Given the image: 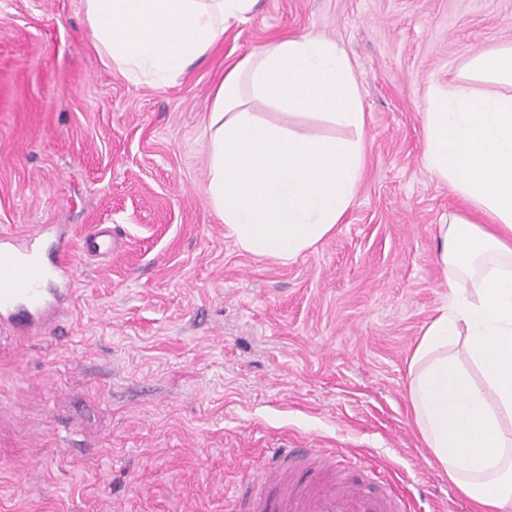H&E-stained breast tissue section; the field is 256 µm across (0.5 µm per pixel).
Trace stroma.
Returning a JSON list of instances; mask_svg holds the SVG:
<instances>
[{
  "mask_svg": "<svg viewBox=\"0 0 512 512\" xmlns=\"http://www.w3.org/2000/svg\"><path fill=\"white\" fill-rule=\"evenodd\" d=\"M346 51L362 132L261 103L308 135L361 137L334 233L283 263L213 210L204 127L226 67L304 34ZM512 46V0H257L173 81L132 79L84 0H0V234L77 261L69 312L0 338V512H226L277 448L314 441L370 489L474 512L414 425L408 365L450 288L437 226L462 200L424 167L431 87ZM108 224L111 256L85 258Z\"/></svg>",
  "mask_w": 512,
  "mask_h": 512,
  "instance_id": "stroma-1",
  "label": "stroma"
}]
</instances>
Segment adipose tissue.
<instances>
[{"instance_id": "adipose-tissue-1", "label": "adipose tissue", "mask_w": 512, "mask_h": 512, "mask_svg": "<svg viewBox=\"0 0 512 512\" xmlns=\"http://www.w3.org/2000/svg\"><path fill=\"white\" fill-rule=\"evenodd\" d=\"M254 0H85L93 39L113 68L163 83L211 50ZM506 85L486 94L478 83ZM259 101L364 126L345 50L307 34L269 41L230 67L208 118V192L243 251L290 262L333 232L364 171L360 140L308 138L261 118ZM423 164L466 202L440 225L452 289L409 365L415 426L448 480L478 512H512V48L471 59L460 83L430 91Z\"/></svg>"}]
</instances>
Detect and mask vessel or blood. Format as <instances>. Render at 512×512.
I'll use <instances>...</instances> for the list:
<instances>
[{"label":"vessel or blood","mask_w":512,"mask_h":512,"mask_svg":"<svg viewBox=\"0 0 512 512\" xmlns=\"http://www.w3.org/2000/svg\"><path fill=\"white\" fill-rule=\"evenodd\" d=\"M84 255L112 251L108 225L88 233ZM60 281V288L47 284ZM72 261L64 250L44 260L38 236L0 243V325L32 332L42 312L58 309L71 296ZM230 512H411L396 489L367 493L356 475L336 474L334 454L320 448H279L251 490L234 491Z\"/></svg>","instance_id":"b4317fda"}]
</instances>
